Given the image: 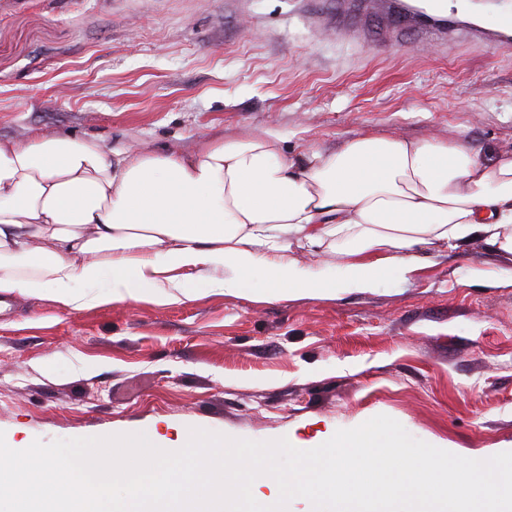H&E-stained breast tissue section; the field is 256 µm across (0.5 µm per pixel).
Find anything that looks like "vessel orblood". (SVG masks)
<instances>
[{
	"label": "vessel or blood",
	"instance_id": "obj_1",
	"mask_svg": "<svg viewBox=\"0 0 512 512\" xmlns=\"http://www.w3.org/2000/svg\"><path fill=\"white\" fill-rule=\"evenodd\" d=\"M336 12V29L343 37L363 42L376 35L367 24V13L382 16L400 14L408 22L422 27L423 37L447 42L467 40L491 43L512 49V13H502L478 23L461 22L444 16L445 0H423L421 5L407 4L406 0H333ZM381 39L394 41L399 37L397 28L378 33Z\"/></svg>",
	"mask_w": 512,
	"mask_h": 512
}]
</instances>
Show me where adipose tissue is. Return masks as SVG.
<instances>
[{
	"mask_svg": "<svg viewBox=\"0 0 512 512\" xmlns=\"http://www.w3.org/2000/svg\"><path fill=\"white\" fill-rule=\"evenodd\" d=\"M282 143L272 130L189 153L0 139V296L169 306L198 283L252 295L260 273L279 300L334 297L410 280L468 239L512 255V151L379 136L291 156ZM302 248L335 250L338 275L313 278Z\"/></svg>",
	"mask_w": 512,
	"mask_h": 512,
	"instance_id": "adipose-tissue-1",
	"label": "adipose tissue"
}]
</instances>
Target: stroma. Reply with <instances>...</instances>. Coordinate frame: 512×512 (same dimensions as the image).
<instances>
[{
    "label": "stroma",
    "instance_id": "35a3bbf8",
    "mask_svg": "<svg viewBox=\"0 0 512 512\" xmlns=\"http://www.w3.org/2000/svg\"><path fill=\"white\" fill-rule=\"evenodd\" d=\"M328 0H0V139L190 151L279 131L285 153L359 136L512 151V52L409 33L349 43ZM512 267L481 240L408 282L334 298L201 292L158 306L0 308V432L45 443L170 424L307 440L384 414L473 458L512 444Z\"/></svg>",
    "mask_w": 512,
    "mask_h": 512
}]
</instances>
